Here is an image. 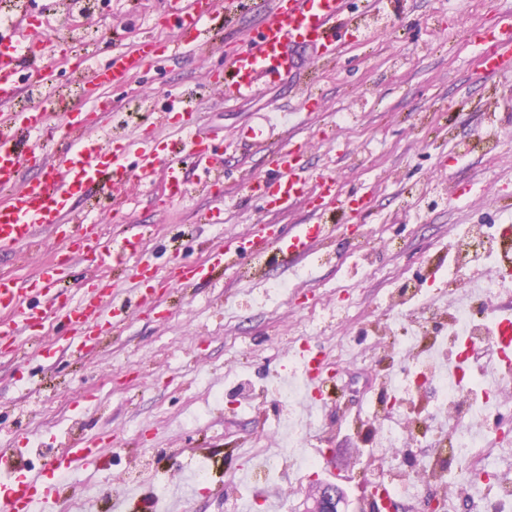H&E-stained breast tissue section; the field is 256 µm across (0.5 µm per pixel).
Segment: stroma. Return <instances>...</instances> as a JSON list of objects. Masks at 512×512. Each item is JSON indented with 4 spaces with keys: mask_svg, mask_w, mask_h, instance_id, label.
Here are the masks:
<instances>
[{
    "mask_svg": "<svg viewBox=\"0 0 512 512\" xmlns=\"http://www.w3.org/2000/svg\"><path fill=\"white\" fill-rule=\"evenodd\" d=\"M176 6L112 0L113 45L133 51L170 38ZM350 19L353 32L334 57L296 56L318 101L311 112L271 78L261 79L254 96L225 102L223 86L210 77L227 74L242 32L259 15L230 20L220 4L199 54L163 61L116 92V101L143 99L159 113L171 95L183 96L197 123L217 132L223 181L238 196L214 225L216 201L196 184L171 205L167 173L128 182L114 193L119 218L105 211L93 218L113 235L144 225L163 314L128 309L80 355L60 351L50 317L28 331L21 353H0V448L24 449L37 474L72 440L102 442L99 461L75 467L45 512H61L71 500L85 512H156L160 497L181 482L184 512H238L240 483L260 442L281 450L267 482L279 497L269 507L255 503L253 512H301L305 490L327 473L297 470L281 448L283 407L274 386L297 373L302 347L325 361L326 400L304 446L346 475L349 512H359L360 496L390 476L388 451L367 420L368 397L415 408V437L399 451L403 474L416 475L434 454L439 427L428 417L435 389L421 367L425 345L415 342L398 358L389 341L418 325L446 334L455 242L470 225L512 222V66L484 74L468 39L473 26L512 22V0H377L373 7L350 0ZM271 112L294 114L299 123L279 133L275 146L300 147L308 177L333 173L341 194L367 196L365 209L315 214L301 202L273 215L241 190L243 174L267 173L269 158L225 141ZM270 222L331 224L335 235L300 267L268 254L192 288L171 286L174 257L205 260L222 242ZM41 238L39 248L0 254V273L32 277L59 248L51 234ZM414 281L423 296L417 307L403 300L404 285ZM397 378L405 390H395ZM201 461L208 469L195 484ZM447 478L398 500L395 512H428L426 501L443 492L453 496L454 512H472L476 490L464 470L451 468Z\"/></svg>",
    "mask_w": 512,
    "mask_h": 512,
    "instance_id": "stroma-1",
    "label": "stroma"
}]
</instances>
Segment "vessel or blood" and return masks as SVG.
Returning <instances> with one entry per match:
<instances>
[{
    "label": "vessel or blood",
    "mask_w": 512,
    "mask_h": 512,
    "mask_svg": "<svg viewBox=\"0 0 512 512\" xmlns=\"http://www.w3.org/2000/svg\"><path fill=\"white\" fill-rule=\"evenodd\" d=\"M347 5L348 0H225L226 13L251 8L262 16L259 28L246 32L244 47L229 58L231 76L224 83L225 99L252 96L261 76L294 80L295 48H307L322 57L335 55L348 36ZM213 9V0H189L176 17L174 37L167 42L145 43L133 53L115 48L107 63L85 65L88 107L59 114L20 112L14 108L21 91L14 80L15 71L26 68L40 80L53 79L54 71L43 66L42 61L56 52V44L22 23L0 32V185L7 189L6 197L0 200V254L29 246L41 228L57 236L65 235L67 227L79 219L74 200L86 195L91 186L115 187L133 178L146 183L162 167L167 168L171 178L169 201L184 196L186 169L190 166L203 170L204 178L199 182L202 190L224 198L220 189L223 175L211 153L207 131L187 124L180 148L161 154L152 146L159 127L169 124L170 112L182 111L180 97H172L169 113L161 114L156 122L117 138L109 135L98 114L102 105L100 88L121 84L163 59L196 53L200 33ZM477 39L484 46L480 63L485 71L497 72L512 61L511 39L500 40L495 32L487 30L478 31ZM240 137L267 153L275 167V177L251 176L244 181L248 194L262 199L268 211L286 210L309 194L321 207L342 201L364 208V196L341 197L333 176L324 173L313 180L305 178L296 152L273 147L270 120L255 123ZM25 167L40 168L42 175L17 185L18 173ZM329 237V225L299 224L286 232L270 229L229 240L206 262L175 261L177 284L194 287L209 279L227 260L268 252L280 255L288 264H299L316 253ZM142 246L143 236L134 230L107 241L95 234L67 237V257L47 261L32 279L22 282L0 275V349L18 350L33 322L59 313L69 326L68 349L82 353L129 307L154 309L149 283L156 273L143 259ZM73 253L90 256L100 267L132 263L136 285L132 297L118 300L116 285L101 281L78 298L64 299L59 286L70 273L69 256ZM494 355L497 369L493 378L498 381L512 372L511 317L499 320ZM99 447V442L90 439L75 440L69 445L68 455L53 460L48 470L37 477L23 464L22 449L1 448L0 467L7 469L10 481L5 496L0 498V512H36L37 505L54 501L69 471L98 459Z\"/></svg>",
    "instance_id": "b4317fda"
}]
</instances>
